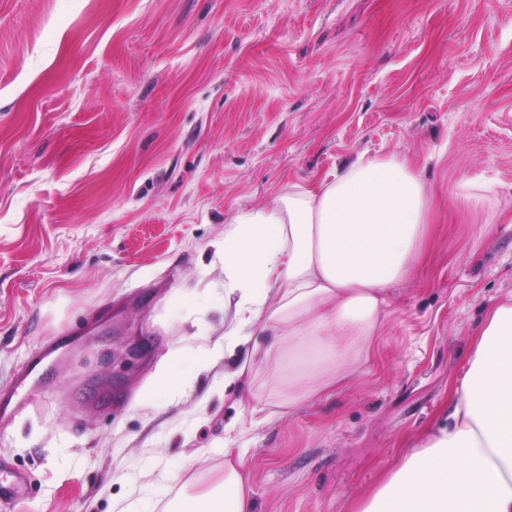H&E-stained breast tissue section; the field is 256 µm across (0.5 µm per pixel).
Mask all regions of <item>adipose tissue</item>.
Returning <instances> with one entry per match:
<instances>
[{
	"label": "adipose tissue",
	"instance_id": "1",
	"mask_svg": "<svg viewBox=\"0 0 512 512\" xmlns=\"http://www.w3.org/2000/svg\"><path fill=\"white\" fill-rule=\"evenodd\" d=\"M432 207L416 167L391 153L239 212L215 246L223 287L189 302L198 314L232 313L204 349L214 363L235 356L225 386L250 392L272 371L296 405L344 382L387 317L391 286L419 261ZM247 454L225 449L220 478L165 512H253ZM355 512H512V296L489 310L446 422Z\"/></svg>",
	"mask_w": 512,
	"mask_h": 512
}]
</instances>
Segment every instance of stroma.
I'll list each match as a JSON object with an SVG mask.
<instances>
[{
    "label": "stroma",
    "instance_id": "35a3bbf8",
    "mask_svg": "<svg viewBox=\"0 0 512 512\" xmlns=\"http://www.w3.org/2000/svg\"><path fill=\"white\" fill-rule=\"evenodd\" d=\"M396 153L434 205L366 359L247 435L253 512H353L441 422L512 294V0H0V387L68 334L51 405L0 427L28 493L0 512H117L221 474L250 396L215 390L234 216L357 155ZM486 186L491 210L475 208ZM183 350L176 392L151 389ZM120 391L93 409L74 393Z\"/></svg>",
    "mask_w": 512,
    "mask_h": 512
}]
</instances>
